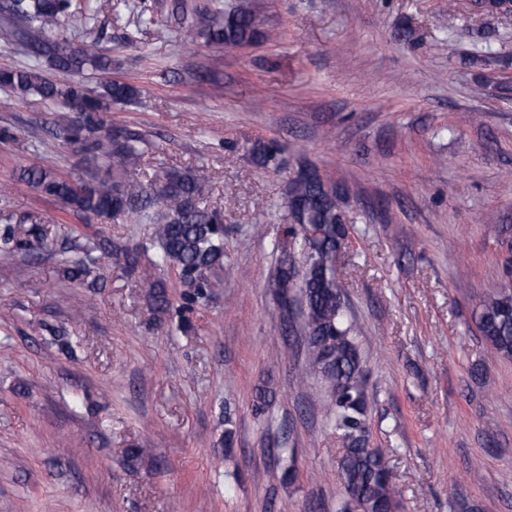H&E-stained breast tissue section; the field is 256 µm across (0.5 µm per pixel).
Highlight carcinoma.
<instances>
[{
    "instance_id": "obj_1",
    "label": "carcinoma",
    "mask_w": 512,
    "mask_h": 512,
    "mask_svg": "<svg viewBox=\"0 0 512 512\" xmlns=\"http://www.w3.org/2000/svg\"><path fill=\"white\" fill-rule=\"evenodd\" d=\"M5 10L23 22L19 40L35 59H46L63 71H91L100 76L101 92L91 96L81 83L55 82L37 67L3 69L0 87L21 95H37L62 108L57 126L68 141H80L93 168L83 178L71 179L48 167H29L19 177L41 194L67 210L105 219H152L146 209L158 206L160 216L153 238L158 250L151 264L168 268L191 289L185 300L207 298L224 268V235L220 212L201 205L208 180L205 169L172 170L159 187L150 189L137 180L145 151L140 134L105 130L104 112L110 106L134 100L139 90L107 77L112 60L96 41L74 45L64 27H87L94 18L93 6L72 10L70 0H7ZM257 33L254 15L229 5L223 9L203 8L194 12L184 35L192 42L236 45L252 40ZM77 114L71 119L68 113ZM281 220L286 244L298 257L280 260L266 288L278 297L295 288L306 303L303 319L308 348V369L320 376L330 394V415L341 432L343 443L339 471L346 497L339 512H395L398 501L388 478L384 453L369 447L367 399L357 347L360 328L347 315L345 295L336 275V256L348 237V228L336 189L323 179H293ZM31 238L3 237L5 250L30 249L42 242L43 230L34 224ZM143 251L110 239L100 240L90 250L65 259L68 278L102 287L97 274L100 261L111 255L123 258L134 271ZM476 327L497 355L512 356V295L488 296L482 303Z\"/></svg>"
}]
</instances>
